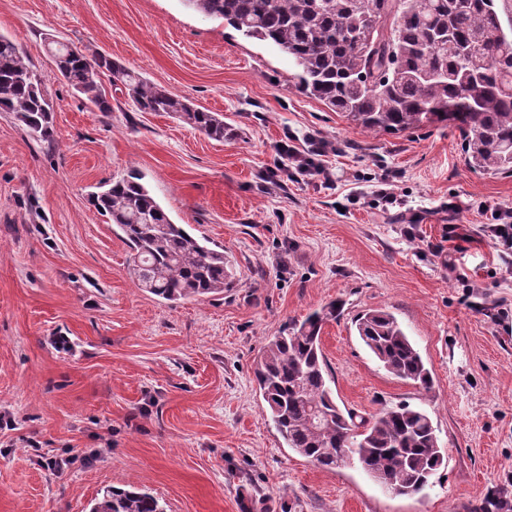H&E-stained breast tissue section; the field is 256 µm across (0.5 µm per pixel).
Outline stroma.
<instances>
[{"instance_id":"stroma-1","label":"stroma","mask_w":512,"mask_h":512,"mask_svg":"<svg viewBox=\"0 0 512 512\" xmlns=\"http://www.w3.org/2000/svg\"><path fill=\"white\" fill-rule=\"evenodd\" d=\"M0 33L55 107L48 141L0 112V409L15 416L0 429V512H88L111 486L165 512H512V274L482 231L486 205L512 208V174L469 171L450 127L364 132L296 91L287 55L180 0H0ZM51 38L223 115L236 138L118 93L97 111L55 76ZM290 134L327 143L333 185L281 171ZM132 167L174 223L223 248V295L167 303L135 287L128 243L87 201ZM383 173L405 207L376 203ZM439 241L453 267L428 250ZM333 300L343 313L321 349L337 404H407L433 421L445 459L422 494L318 467L265 417L257 357ZM367 309L398 319L430 388L378 365L352 327Z\"/></svg>"}]
</instances>
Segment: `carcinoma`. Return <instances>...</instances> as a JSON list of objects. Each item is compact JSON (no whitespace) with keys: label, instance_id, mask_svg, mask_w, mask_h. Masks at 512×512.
<instances>
[{"label":"carcinoma","instance_id":"1","mask_svg":"<svg viewBox=\"0 0 512 512\" xmlns=\"http://www.w3.org/2000/svg\"><path fill=\"white\" fill-rule=\"evenodd\" d=\"M220 18L246 38L268 43L293 61L294 87L365 131L401 133L444 124L459 131L465 166L512 174V34L494 0H181ZM56 72L100 112L118 91L139 112H161L222 141L234 136L223 117L158 87L105 54L57 47ZM46 76L0 35V112L29 135L51 137L54 105ZM133 251L137 288L175 302L224 293L234 274L211 248L171 221L136 170L90 196ZM330 303L292 322L264 346L255 379L265 416L284 443L322 468L358 464L397 495H416L443 463L428 414L408 405L369 418L342 410L332 396L320 347L323 325L338 319ZM358 336L390 375L431 384L429 370L397 318L381 309L353 320ZM90 512H163L137 489L112 487Z\"/></svg>","mask_w":512,"mask_h":512}]
</instances>
